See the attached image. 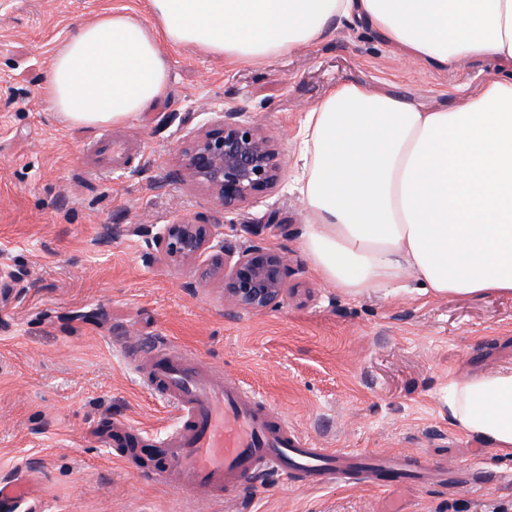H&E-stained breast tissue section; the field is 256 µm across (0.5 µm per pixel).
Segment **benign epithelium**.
Instances as JSON below:
<instances>
[{"label":"benign epithelium","mask_w":512,"mask_h":512,"mask_svg":"<svg viewBox=\"0 0 512 512\" xmlns=\"http://www.w3.org/2000/svg\"><path fill=\"white\" fill-rule=\"evenodd\" d=\"M285 161L263 129L223 110L211 129L195 136L182 150L179 180L187 177L212 191L226 211L239 210L256 194L279 183ZM224 225L178 221L153 237L157 251L185 261L209 252L219 260L224 302L247 311L280 306L288 297V261L261 242L232 251L224 247Z\"/></svg>","instance_id":"7a95c632"}]
</instances>
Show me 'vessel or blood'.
<instances>
[{
	"label": "vessel or blood",
	"instance_id": "obj_1",
	"mask_svg": "<svg viewBox=\"0 0 512 512\" xmlns=\"http://www.w3.org/2000/svg\"><path fill=\"white\" fill-rule=\"evenodd\" d=\"M150 349L145 369L150 389L176 404L181 416L164 440L153 464L172 475L180 493L221 497L238 482L274 471L288 481L298 473L316 482L340 480L349 466L380 470L405 483L429 462L415 466L394 455L368 456L352 451L317 448L281 423L264 395L254 386L225 382L190 353L166 340L128 346V357Z\"/></svg>",
	"mask_w": 512,
	"mask_h": 512
}]
</instances>
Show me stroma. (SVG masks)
<instances>
[{"instance_id":"stroma-1","label":"stroma","mask_w":512,"mask_h":512,"mask_svg":"<svg viewBox=\"0 0 512 512\" xmlns=\"http://www.w3.org/2000/svg\"><path fill=\"white\" fill-rule=\"evenodd\" d=\"M147 16V0H0V484H37L0 512H492L512 507V454L448 423L449 379L512 364V297H418L411 288L351 297L313 270L299 246L309 214L288 186L300 175L304 113L343 83L450 108L449 91L478 93L499 71L471 57L452 69L408 58L360 22L259 65L191 46L168 49L166 94L124 123L69 125L43 91L58 48L80 23L112 11ZM260 123L282 154L279 185L233 214L203 188L176 181L181 146L221 109ZM121 149L112 169L94 145ZM220 222L224 243L259 240L288 258V297L251 312L224 302L210 258L156 252L179 220ZM166 337L209 369L265 392L299 436L321 448L427 455L452 468L395 488L359 473L313 485L295 475L241 482L219 503L178 494L149 460L118 455L113 432L156 444L176 409L158 402L125 355Z\"/></svg>"}]
</instances>
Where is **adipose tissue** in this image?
I'll list each match as a JSON object with an SVG mask.
<instances>
[{
	"label": "adipose tissue",
	"instance_id": "1",
	"mask_svg": "<svg viewBox=\"0 0 512 512\" xmlns=\"http://www.w3.org/2000/svg\"><path fill=\"white\" fill-rule=\"evenodd\" d=\"M148 10L146 22L103 15L57 50L45 94L67 123L121 124L163 97L164 42L259 64L346 19L440 67L495 58L510 79L457 108L345 84L306 112L300 245L349 296L409 278L422 295H512V0H148ZM448 421L512 453V366L451 381Z\"/></svg>",
	"mask_w": 512,
	"mask_h": 512
}]
</instances>
